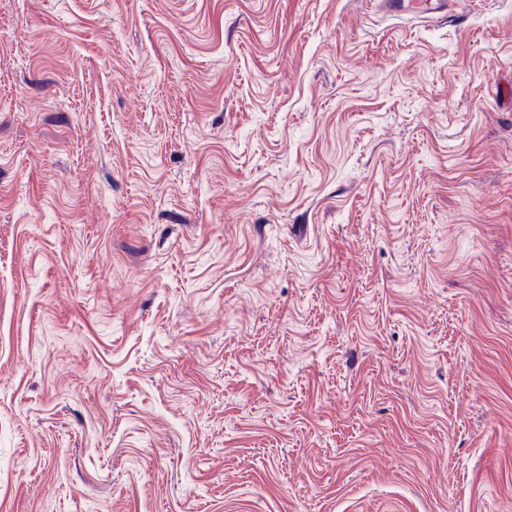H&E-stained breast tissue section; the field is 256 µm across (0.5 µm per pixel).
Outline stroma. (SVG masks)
Wrapping results in <instances>:
<instances>
[{
  "mask_svg": "<svg viewBox=\"0 0 512 512\" xmlns=\"http://www.w3.org/2000/svg\"><path fill=\"white\" fill-rule=\"evenodd\" d=\"M0 512H512V0H0ZM376 3L387 16L404 22H433L448 12L446 0H378Z\"/></svg>",
  "mask_w": 512,
  "mask_h": 512,
  "instance_id": "stroma-1",
  "label": "stroma"
}]
</instances>
